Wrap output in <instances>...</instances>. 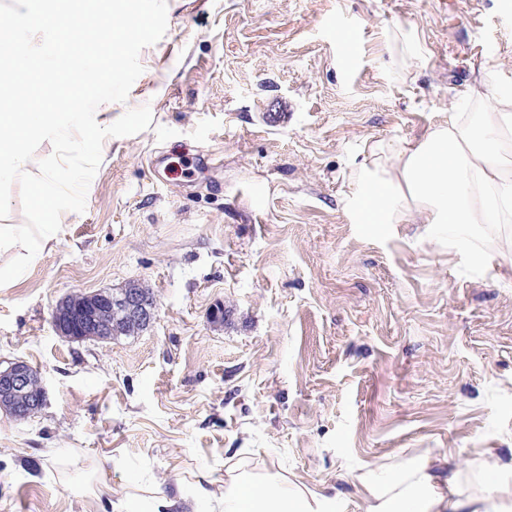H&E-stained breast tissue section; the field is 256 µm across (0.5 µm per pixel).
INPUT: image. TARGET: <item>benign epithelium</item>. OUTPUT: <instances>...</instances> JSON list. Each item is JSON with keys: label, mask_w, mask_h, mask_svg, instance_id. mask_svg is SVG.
<instances>
[{"label": "benign epithelium", "mask_w": 512, "mask_h": 512, "mask_svg": "<svg viewBox=\"0 0 512 512\" xmlns=\"http://www.w3.org/2000/svg\"><path fill=\"white\" fill-rule=\"evenodd\" d=\"M91 306L67 317L53 320L55 331L69 340L95 339L112 335L109 323L112 309H117L122 319L142 328L151 326L157 316V303L150 301L137 286L132 285L118 294L97 292L89 295ZM35 376L30 366L15 360L0 369V394L11 401L10 411L15 420H21L33 408H42L47 402L46 389H41L36 399L27 396L30 379Z\"/></svg>", "instance_id": "benign-epithelium-1"}]
</instances>
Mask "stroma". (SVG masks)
<instances>
[{
    "mask_svg": "<svg viewBox=\"0 0 512 512\" xmlns=\"http://www.w3.org/2000/svg\"><path fill=\"white\" fill-rule=\"evenodd\" d=\"M167 19L102 106L111 131L28 134L30 174L0 180V224L56 235L36 262L0 254V367L48 393L27 420L0 409V512H112L203 471L219 491L240 463L345 512L379 467L512 486V223L460 247L353 200L374 147L474 112L473 67L512 90V0H167ZM132 283L152 327L57 335L61 301Z\"/></svg>",
    "mask_w": 512,
    "mask_h": 512,
    "instance_id": "35a3bbf8",
    "label": "stroma"
}]
</instances>
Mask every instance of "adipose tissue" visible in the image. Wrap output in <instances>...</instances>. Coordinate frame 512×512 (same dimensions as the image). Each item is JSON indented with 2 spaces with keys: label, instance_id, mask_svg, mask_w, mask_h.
I'll return each mask as SVG.
<instances>
[{
  "label": "adipose tissue",
  "instance_id": "obj_1",
  "mask_svg": "<svg viewBox=\"0 0 512 512\" xmlns=\"http://www.w3.org/2000/svg\"><path fill=\"white\" fill-rule=\"evenodd\" d=\"M479 108L478 119L457 113L419 140L390 146L381 174L359 194L358 217L365 224H400L417 215L424 224L453 230L458 242L485 224L512 217V168L502 157L512 141V93L476 76L462 90ZM81 112L68 121L31 106L18 93L15 109L0 113V179L28 174L33 163L23 134L43 130L67 135L84 122ZM52 235L41 224H1L0 250L23 247L25 260L51 249ZM364 512H512V492L463 494L457 485L440 487L423 466L371 470L358 475ZM339 512L335 497L286 479L269 481L239 466L227 473L215 494L208 476L190 486L119 500L118 512Z\"/></svg>",
  "mask_w": 512,
  "mask_h": 512
}]
</instances>
